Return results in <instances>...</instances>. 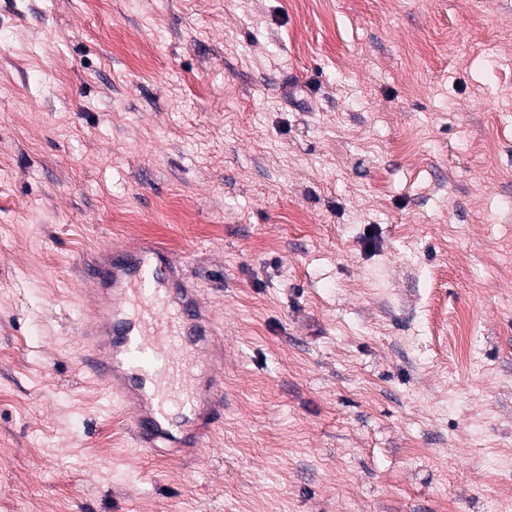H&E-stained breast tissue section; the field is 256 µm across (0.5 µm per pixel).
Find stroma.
<instances>
[{"label":"stroma","mask_w":512,"mask_h":512,"mask_svg":"<svg viewBox=\"0 0 512 512\" xmlns=\"http://www.w3.org/2000/svg\"><path fill=\"white\" fill-rule=\"evenodd\" d=\"M165 244L224 334L137 448L85 265ZM512 0H0V512H512Z\"/></svg>","instance_id":"obj_1"}]
</instances>
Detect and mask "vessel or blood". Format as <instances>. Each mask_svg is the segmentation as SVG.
<instances>
[{
  "label": "vessel or blood",
  "mask_w": 512,
  "mask_h": 512,
  "mask_svg": "<svg viewBox=\"0 0 512 512\" xmlns=\"http://www.w3.org/2000/svg\"><path fill=\"white\" fill-rule=\"evenodd\" d=\"M83 275L93 300L83 366L110 384L138 447L204 448L224 409V338L162 244L100 249Z\"/></svg>",
  "instance_id": "vessel-or-blood-1"
}]
</instances>
